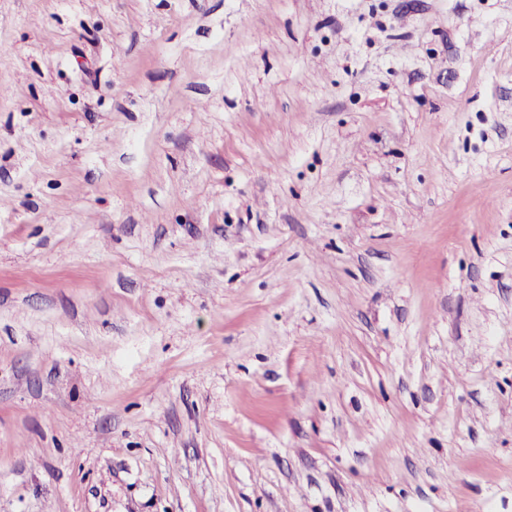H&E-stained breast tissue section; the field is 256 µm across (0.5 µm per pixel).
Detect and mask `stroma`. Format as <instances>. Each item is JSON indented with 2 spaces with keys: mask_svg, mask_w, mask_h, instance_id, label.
Here are the masks:
<instances>
[{
  "mask_svg": "<svg viewBox=\"0 0 512 512\" xmlns=\"http://www.w3.org/2000/svg\"><path fill=\"white\" fill-rule=\"evenodd\" d=\"M0 512H512V0H0Z\"/></svg>",
  "mask_w": 512,
  "mask_h": 512,
  "instance_id": "stroma-1",
  "label": "stroma"
}]
</instances>
